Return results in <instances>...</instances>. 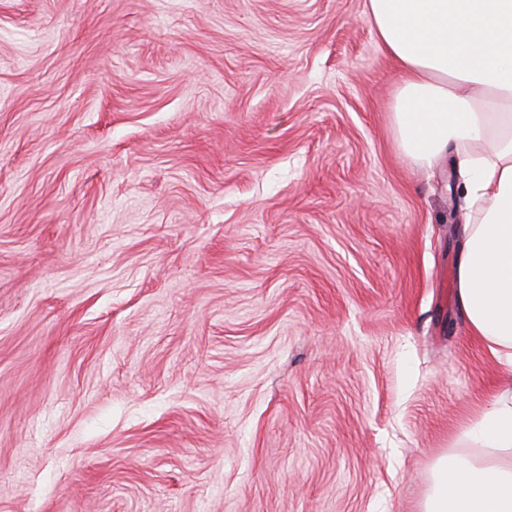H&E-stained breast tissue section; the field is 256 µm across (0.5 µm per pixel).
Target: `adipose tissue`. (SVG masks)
I'll return each instance as SVG.
<instances>
[{"label": "adipose tissue", "mask_w": 512, "mask_h": 512, "mask_svg": "<svg viewBox=\"0 0 512 512\" xmlns=\"http://www.w3.org/2000/svg\"><path fill=\"white\" fill-rule=\"evenodd\" d=\"M398 82L397 143L454 157L469 203L457 299L470 333L512 367V0H368ZM433 466L421 512H512V384L491 388Z\"/></svg>", "instance_id": "1"}]
</instances>
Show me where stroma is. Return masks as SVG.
<instances>
[{"label":"stroma","instance_id":"35a3bbf8","mask_svg":"<svg viewBox=\"0 0 512 512\" xmlns=\"http://www.w3.org/2000/svg\"><path fill=\"white\" fill-rule=\"evenodd\" d=\"M366 0H0V512H420L512 370Z\"/></svg>","mask_w":512,"mask_h":512}]
</instances>
